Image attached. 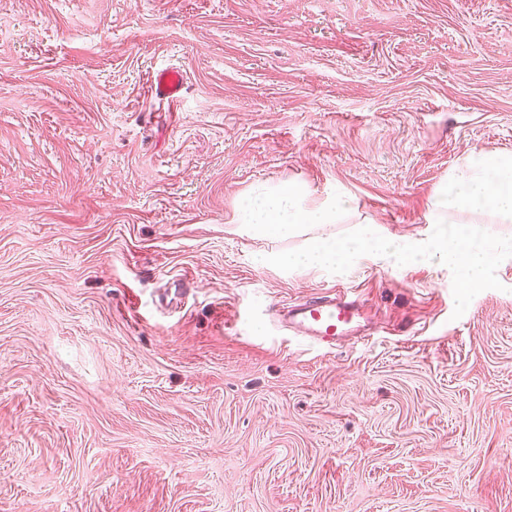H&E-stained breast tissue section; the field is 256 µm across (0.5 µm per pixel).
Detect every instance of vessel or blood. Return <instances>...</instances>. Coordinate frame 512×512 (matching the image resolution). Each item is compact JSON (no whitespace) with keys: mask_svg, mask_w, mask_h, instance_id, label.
I'll return each mask as SVG.
<instances>
[{"mask_svg":"<svg viewBox=\"0 0 512 512\" xmlns=\"http://www.w3.org/2000/svg\"><path fill=\"white\" fill-rule=\"evenodd\" d=\"M187 77L182 69L167 67L152 73L149 92L152 98L177 105ZM363 311L347 291L321 295L304 301L291 302L277 311L279 325L294 335L318 345H335L345 337H360Z\"/></svg>","mask_w":512,"mask_h":512,"instance_id":"1","label":"vessel or blood"}]
</instances>
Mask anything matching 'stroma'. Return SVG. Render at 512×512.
<instances>
[{"instance_id": "35a3bbf8", "label": "stroma", "mask_w": 512, "mask_h": 512, "mask_svg": "<svg viewBox=\"0 0 512 512\" xmlns=\"http://www.w3.org/2000/svg\"><path fill=\"white\" fill-rule=\"evenodd\" d=\"M187 74L175 109L152 70ZM512 153V0H0V512H512V257L285 272L290 182L427 240ZM350 289L329 348L276 304Z\"/></svg>"}]
</instances>
